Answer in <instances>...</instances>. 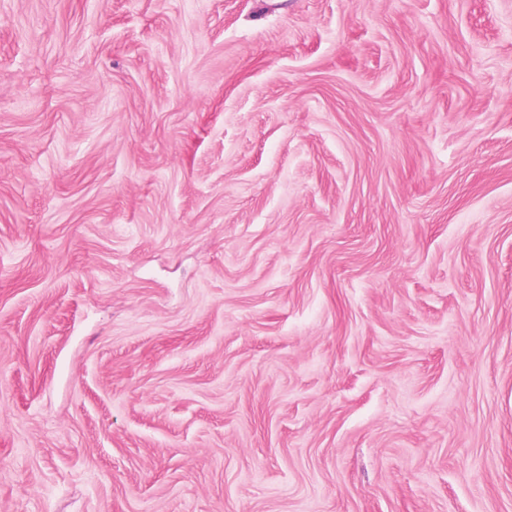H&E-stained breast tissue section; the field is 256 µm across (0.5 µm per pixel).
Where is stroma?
<instances>
[{
  "mask_svg": "<svg viewBox=\"0 0 512 512\" xmlns=\"http://www.w3.org/2000/svg\"><path fill=\"white\" fill-rule=\"evenodd\" d=\"M0 512H512V0H0Z\"/></svg>",
  "mask_w": 512,
  "mask_h": 512,
  "instance_id": "stroma-1",
  "label": "stroma"
}]
</instances>
